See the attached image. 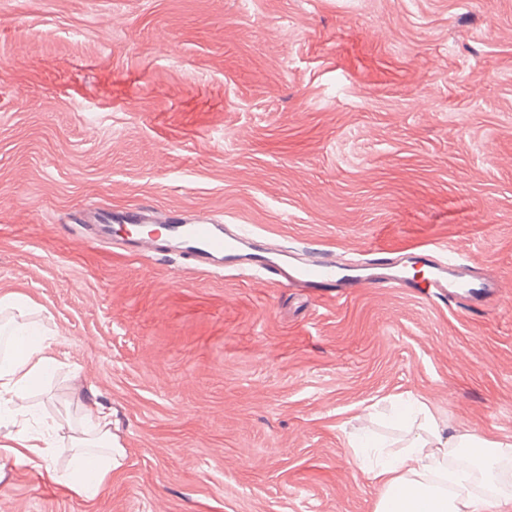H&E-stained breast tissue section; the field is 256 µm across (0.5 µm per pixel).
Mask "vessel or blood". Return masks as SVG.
Listing matches in <instances>:
<instances>
[{"instance_id": "obj_1", "label": "vessel or blood", "mask_w": 512, "mask_h": 512, "mask_svg": "<svg viewBox=\"0 0 512 512\" xmlns=\"http://www.w3.org/2000/svg\"><path fill=\"white\" fill-rule=\"evenodd\" d=\"M131 224H158L164 238L152 236L122 241L120 247L130 254H163L170 248L183 252L193 269L209 273L224 270L243 277L261 278L279 288H302L324 301L342 302L356 288L371 284L379 288L425 290L428 297L455 299L466 307L491 300L497 283L475 271L460 251L444 242L425 240L418 250L425 259L429 275L416 282L407 274V259L385 253L374 245L361 259L347 263L336 252L321 248L293 250L266 235L239 224H226L207 216L173 221L159 211L143 208L125 214ZM78 230L94 245L111 246L112 216L100 212Z\"/></svg>"}]
</instances>
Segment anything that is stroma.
Listing matches in <instances>:
<instances>
[{
    "mask_svg": "<svg viewBox=\"0 0 512 512\" xmlns=\"http://www.w3.org/2000/svg\"><path fill=\"white\" fill-rule=\"evenodd\" d=\"M91 207L439 238L501 289L329 303L78 241ZM7 293L54 331L19 404L68 421L55 468L91 406L125 457L92 500L18 466L0 512H375L348 439L399 395L511 438L512 0H0Z\"/></svg>",
    "mask_w": 512,
    "mask_h": 512,
    "instance_id": "1",
    "label": "stroma"
}]
</instances>
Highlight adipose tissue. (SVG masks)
Instances as JSON below:
<instances>
[{
	"label": "adipose tissue",
	"instance_id": "obj_1",
	"mask_svg": "<svg viewBox=\"0 0 512 512\" xmlns=\"http://www.w3.org/2000/svg\"><path fill=\"white\" fill-rule=\"evenodd\" d=\"M12 311L10 354L0 357V411L11 413L16 428L8 457L28 461L44 470L52 482L84 499H95L119 468L123 449L113 447L110 422L102 411L87 415V427L73 437L74 453L68 472L51 465L55 454L47 440L56 420H44V432H29L18 416L16 401L56 365L48 352V331L29 316L18 295L0 296V311ZM394 418L405 426L399 453L384 448L383 441L366 438L353 442V455L362 471L381 489L376 512H512V499L479 496L471 492L467 470L449 467L448 451H478L486 474H494L503 459L512 457V439L496 440L469 431L452 429L423 400L407 401Z\"/></svg>",
	"mask_w": 512,
	"mask_h": 512
}]
</instances>
